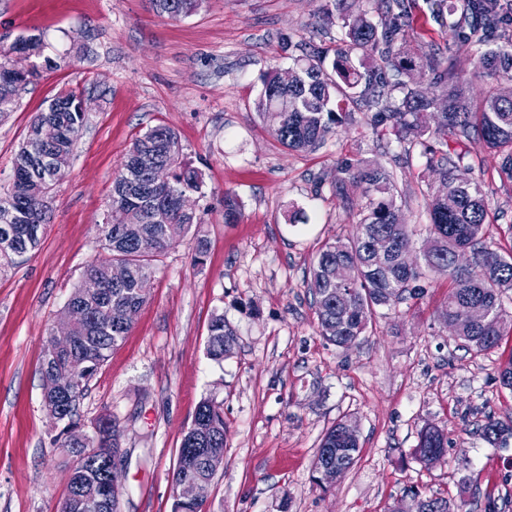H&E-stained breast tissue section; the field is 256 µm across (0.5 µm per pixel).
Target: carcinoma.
I'll return each instance as SVG.
<instances>
[{"instance_id": "1", "label": "carcinoma", "mask_w": 512, "mask_h": 512, "mask_svg": "<svg viewBox=\"0 0 512 512\" xmlns=\"http://www.w3.org/2000/svg\"><path fill=\"white\" fill-rule=\"evenodd\" d=\"M157 13L178 19L194 13L201 0H152ZM375 17L364 14L342 18V33L335 49L315 47L294 59L286 71L276 70L263 80L256 110L273 123L274 134L283 146L313 152L348 116L347 107L359 104L370 112L376 127L387 129L400 146L420 145L425 169L439 175L440 186L428 203L429 237L423 248L425 266L448 276L450 287L438 313L444 324H461L457 333L460 345L474 354L497 348L503 336L512 332V315L505 310L502 296L512 290V253L505 256L486 237L491 223L490 209L478 181L459 174L463 156L444 150L448 139L458 143L481 137L502 155L501 173L512 182V34L492 44L488 35L507 26L499 0H462L461 6L448 4V16L462 10L459 19L449 23H469L463 46L478 53V65L493 72L496 87L478 92L471 102L457 84L455 64L447 66L429 58L425 65L437 75L446 89V101L436 106L410 82L416 62L404 46V20L409 0H374ZM43 53L38 40L17 39L7 45L0 42V115L13 111L19 89L38 74L28 63ZM77 95L58 94L48 108L31 120L29 131L49 122L57 130L56 149L73 151L85 124L86 113L76 108ZM276 108L272 114L269 109ZM436 110L434 130L422 124L419 115ZM182 146L177 133L158 125L137 138L126 153L119 173L113 179L112 213L118 222L98 225L99 241L114 263L129 269L130 279L121 286L107 282L102 265L91 263L85 274L104 280L98 298L86 301L90 318L76 333V348L67 356L55 354L51 340L43 347L40 368L64 366L78 379L85 378V367L100 369L112 351L130 332L135 316L146 302L141 292L152 271L153 262L178 243L200 223L195 214L182 212L177 201L191 193H202L201 171L181 163ZM157 164L173 170L169 188L157 190L149 185V174ZM55 181L41 155L24 138L13 158L11 190L0 195V270L15 265L21 254L37 252L50 223L48 198ZM336 197L349 203L351 193L359 190L367 199L359 212L358 231L351 238L338 237L326 243L310 267L308 288L313 296L318 331L328 342L342 347L359 340L378 307H395L424 295L420 268L407 269L398 264V250L409 246L414 230L403 221L399 193L393 174L358 157H344L336 163L332 183ZM382 235L392 242L389 256L378 259L369 248V240ZM468 250L473 267L461 271L453 263L455 254ZM341 268L342 279L332 275ZM352 300V314L343 313L345 299ZM482 303L491 311L485 325L469 324L465 313L469 305ZM235 343L233 332L224 325V314L216 313L209 325L207 356L221 362ZM83 394L60 391L43 399L45 408L56 407L71 420ZM485 438L505 445L512 429L499 425L488 416L482 425ZM226 442L222 405L212 398L200 401L190 427L183 433L173 469V482L185 474L189 460L195 458L193 474L214 478L223 457L201 458L205 448H222ZM445 435L438 429L421 431L414 448V459L429 464L432 456H445ZM109 450L123 454L120 434L112 416L102 415L95 431L82 449L74 452L72 478L61 503L60 512H118L119 500L112 507L74 506V485L93 475L85 458ZM359 450L342 435L336 422L321 439L314 461V480L324 487L354 465ZM421 512H462L459 503L442 497L419 498Z\"/></svg>"}]
</instances>
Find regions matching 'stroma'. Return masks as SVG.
Listing matches in <instances>:
<instances>
[{
    "label": "stroma",
    "mask_w": 512,
    "mask_h": 512,
    "mask_svg": "<svg viewBox=\"0 0 512 512\" xmlns=\"http://www.w3.org/2000/svg\"><path fill=\"white\" fill-rule=\"evenodd\" d=\"M372 0H204L190 16L158 15L151 0H0V38H38L57 68L42 70L0 118V194L28 125L55 95L75 91L87 122L49 199L41 250L0 272V512H59L71 457L62 424L44 409L40 359L71 290L88 264L109 253L97 241L112 180L132 141L173 128L183 164L202 171L190 196L198 234L168 250L146 283L147 301L123 343L89 383L76 422L92 434L111 414L127 456L120 512H172V469L202 398L224 409V465L206 491V512H387L408 489L486 496L512 512V444L479 430L486 415L512 426V390L497 379L512 336L476 355L437 317L448 278L428 274L426 294L378 310L361 340L338 347L319 335L307 288L321 247L356 234L354 193L342 207L330 187L338 159L360 155L393 172L410 257L421 262L427 201L439 187L419 147L403 150L353 112L314 152L276 140L254 102L275 69L291 66L302 42L335 46L340 15ZM461 39L446 0H412L407 46L420 58H450ZM461 171L480 182L494 221L488 235L512 250V182L482 140L462 147ZM240 204L224 221V195ZM309 221L291 223L294 210ZM207 250L195 264L198 239ZM222 313L236 343L223 361L206 354L209 324ZM357 425L359 455L333 486L313 481L320 440L339 419ZM448 439L442 462L412 457L421 430Z\"/></svg>",
    "instance_id": "35a3bbf8"
}]
</instances>
